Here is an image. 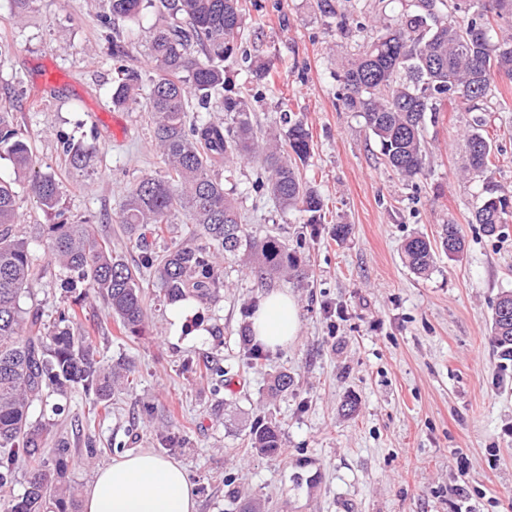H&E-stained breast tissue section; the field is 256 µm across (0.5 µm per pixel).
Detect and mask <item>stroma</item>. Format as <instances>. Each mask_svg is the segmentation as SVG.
I'll return each instance as SVG.
<instances>
[{
	"label": "stroma",
	"mask_w": 512,
	"mask_h": 512,
	"mask_svg": "<svg viewBox=\"0 0 512 512\" xmlns=\"http://www.w3.org/2000/svg\"><path fill=\"white\" fill-rule=\"evenodd\" d=\"M407 2L242 0L247 56L232 64V83L250 94L255 126L279 125L285 110L306 124L312 152L303 174L323 196L326 217L310 224L257 196L260 167L242 164L233 179L248 232L297 251L303 281L262 287L225 257L223 297L192 301L180 333L150 286L149 322L136 339L121 335L99 298L84 300L81 332L105 362L132 358L137 384L114 392L111 414L97 420L94 460L74 441L69 476L79 489L122 454L158 450L155 430L166 424L185 438L170 457L194 484L198 512H234V494L263 500L267 512H456L463 504L512 512V364L501 362L490 332L497 298L512 292V223L489 237L469 221L482 185L457 170L476 115L443 102L424 131L425 170L407 181L386 166L360 114L338 105L336 74L366 35H340L337 15L390 24ZM107 10V0H34L16 25L0 0V40L10 46L0 56V101L13 104L41 166L59 180L64 221L91 224L133 264L140 250L118 213L128 190L163 162L148 112L112 105L119 71L110 48L117 33L144 49L156 15L113 31L99 22ZM251 57L273 61L267 87L252 82ZM47 69L60 84L32 98L33 80ZM506 105L487 113L484 132L498 147L494 181L512 192V93ZM64 135L96 140L85 172L65 165ZM18 211L40 273L27 304L48 319L63 291L42 234L47 218L23 190ZM448 223L463 227V256L441 254L432 273L412 272L401 244L437 238ZM336 224L350 225L345 240L334 239ZM267 290L294 295L300 332L289 348L249 364L243 326ZM206 362L226 371L220 391L199 374ZM284 370L294 384L270 399V380ZM349 398L358 402L351 415L343 411ZM260 413L282 426L278 455L248 444L245 425Z\"/></svg>",
	"instance_id": "35a3bbf8"
}]
</instances>
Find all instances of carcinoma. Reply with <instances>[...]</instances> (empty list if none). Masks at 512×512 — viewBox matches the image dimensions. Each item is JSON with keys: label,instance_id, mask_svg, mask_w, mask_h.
<instances>
[{"label": "carcinoma", "instance_id": "carcinoma-1", "mask_svg": "<svg viewBox=\"0 0 512 512\" xmlns=\"http://www.w3.org/2000/svg\"><path fill=\"white\" fill-rule=\"evenodd\" d=\"M8 20L17 24L33 0H8ZM101 25L135 21L148 7L159 18L152 29L148 61L152 75L143 84L141 70L120 69L112 89V105L128 107L145 100L164 173L143 178L131 188L118 216L126 233L142 245L141 267L150 270L165 299L187 295L204 305L221 297L219 259L239 258L262 285L279 276H303L297 256L275 236L256 238L243 224L232 190L216 173L239 161L260 159L268 175L254 190L268 195L284 210L308 214L320 224L325 202L317 188L301 176L311 157L310 133L292 115L282 127L262 133L250 118L251 104L229 88L227 63L241 50L244 13L241 0H108ZM448 0H414L395 24H356L372 31L363 52L337 75L343 109L358 112L377 141L384 162L406 179L423 172L426 156L423 130L445 100L466 112H486L496 97L495 78L512 79V36L492 35L491 19L512 17V0H456V20L443 9ZM112 59H133L132 44L112 37ZM273 62H252L250 74L265 81ZM195 115H189L191 100ZM224 120L208 119L211 102ZM69 165L83 171L98 152L93 141L62 139ZM11 160L16 177L0 180V492L11 489L19 470L27 474L25 492L10 500L9 512H76L78 487L70 480L71 443L58 424L34 416L35 403L74 390L92 398L85 420L91 427L98 409L110 413L112 393L128 389L135 366L128 359L105 365L93 340L77 331L78 303L92 294L128 336H138L148 318L141 272L98 241L88 224H47L43 233L51 263L65 275L61 287L78 291L72 303L56 310L49 323L39 311L24 307L31 297L34 260L29 239L19 228L16 184H21L47 214L55 213L61 191L55 177L41 169L33 145L18 128L12 108L0 104V153ZM492 140L476 128L466 136L461 171L483 182L471 223L488 236L501 234L512 218L509 197L493 183ZM184 215L195 234L176 241L163 255L152 252L148 238L169 231ZM459 255L465 247L462 225H445L439 246L423 237L410 238L402 251L411 270L427 274L436 248ZM492 342L499 357L512 361V293L502 294L493 308ZM251 447L266 454L282 448V428L258 415L250 424Z\"/></svg>", "mask_w": 512, "mask_h": 512}]
</instances>
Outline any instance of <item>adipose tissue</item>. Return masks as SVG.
<instances>
[{
	"mask_svg": "<svg viewBox=\"0 0 512 512\" xmlns=\"http://www.w3.org/2000/svg\"><path fill=\"white\" fill-rule=\"evenodd\" d=\"M251 321L257 343L273 352L285 348L299 334L297 301L287 292L265 294ZM83 512H197V498L177 462L141 450L98 471L84 494Z\"/></svg>",
	"mask_w": 512,
	"mask_h": 512,
	"instance_id": "1",
	"label": "adipose tissue"
}]
</instances>
